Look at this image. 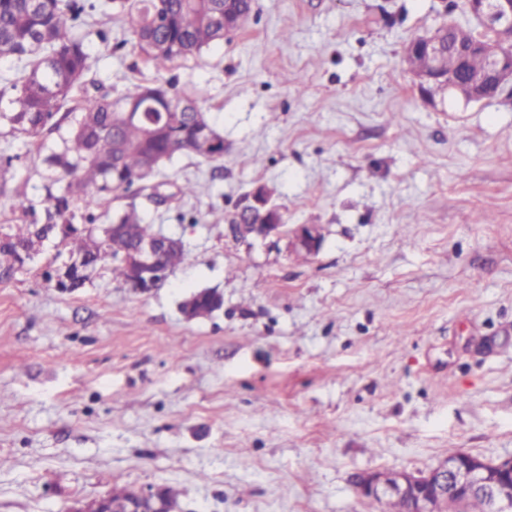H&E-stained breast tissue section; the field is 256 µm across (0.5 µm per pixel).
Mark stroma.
<instances>
[{
    "mask_svg": "<svg viewBox=\"0 0 512 512\" xmlns=\"http://www.w3.org/2000/svg\"><path fill=\"white\" fill-rule=\"evenodd\" d=\"M444 24L474 27L466 0H254L172 69L224 160L174 156L108 210L182 237V264L147 293L106 262L64 292L52 240L0 278V512L117 485L173 486L178 512H382L360 476L512 456V88L424 102L405 47ZM129 26L85 30L112 96L156 76ZM4 153L0 212L41 204L38 156L1 126ZM259 186L321 225L317 254L227 234ZM204 288L223 308L186 319Z\"/></svg>",
    "mask_w": 512,
    "mask_h": 512,
    "instance_id": "obj_1",
    "label": "stroma"
}]
</instances>
